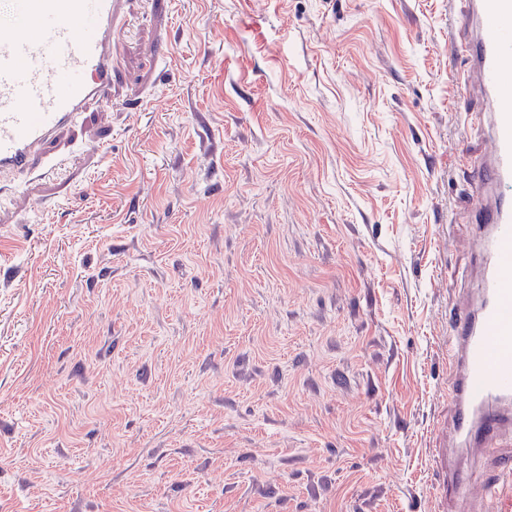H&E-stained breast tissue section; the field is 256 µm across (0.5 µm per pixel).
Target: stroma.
<instances>
[{"mask_svg": "<svg viewBox=\"0 0 512 512\" xmlns=\"http://www.w3.org/2000/svg\"><path fill=\"white\" fill-rule=\"evenodd\" d=\"M452 6L126 0L111 104L0 189V512H437Z\"/></svg>", "mask_w": 512, "mask_h": 512, "instance_id": "stroma-1", "label": "stroma"}]
</instances>
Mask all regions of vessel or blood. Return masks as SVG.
<instances>
[{
    "mask_svg": "<svg viewBox=\"0 0 512 512\" xmlns=\"http://www.w3.org/2000/svg\"><path fill=\"white\" fill-rule=\"evenodd\" d=\"M14 21H0V175L44 177L52 151L91 106L112 101L113 28L121 0H10ZM450 44L467 70L463 94L475 95L474 124L486 149L468 163L478 286L450 311L448 428L432 448L440 504L467 502L473 470L456 451L491 463L483 482L495 500L512 477V0H465L453 13Z\"/></svg>",
    "mask_w": 512,
    "mask_h": 512,
    "instance_id": "vessel-or-blood-1",
    "label": "vessel or blood"
}]
</instances>
